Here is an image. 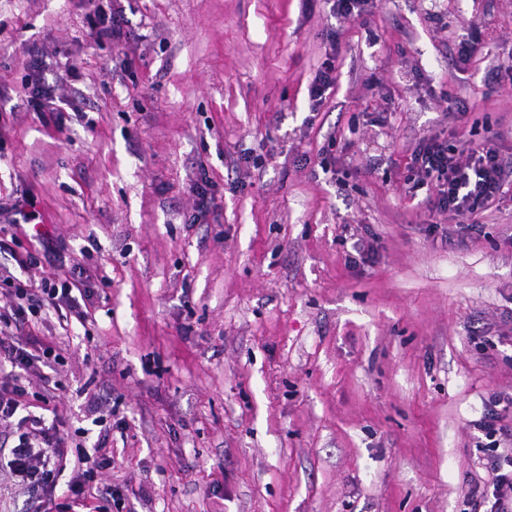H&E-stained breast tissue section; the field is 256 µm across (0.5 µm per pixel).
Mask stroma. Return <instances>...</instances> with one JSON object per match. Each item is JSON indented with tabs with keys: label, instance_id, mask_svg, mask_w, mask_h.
Segmentation results:
<instances>
[{
	"label": "stroma",
	"instance_id": "stroma-1",
	"mask_svg": "<svg viewBox=\"0 0 512 512\" xmlns=\"http://www.w3.org/2000/svg\"><path fill=\"white\" fill-rule=\"evenodd\" d=\"M108 0H0V269L60 241L81 303L26 332L58 348L63 382L28 385L89 449L119 512H462L483 401L512 395V192L478 234L410 195V154L447 132L495 135L512 157V0H121L131 42L92 45ZM479 27L474 61L447 32ZM335 31L338 78L308 84ZM81 93L64 131L28 108L29 49ZM259 165H252V158ZM213 199L194 221L191 179ZM377 250L362 259L363 246ZM114 410L101 440L91 401Z\"/></svg>",
	"mask_w": 512,
	"mask_h": 512
}]
</instances>
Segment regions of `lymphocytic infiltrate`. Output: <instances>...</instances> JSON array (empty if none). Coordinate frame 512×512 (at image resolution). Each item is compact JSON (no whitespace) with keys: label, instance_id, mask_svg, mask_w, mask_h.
I'll use <instances>...</instances> for the list:
<instances>
[{"label":"lymphocytic infiltrate","instance_id":"f902f5d3","mask_svg":"<svg viewBox=\"0 0 512 512\" xmlns=\"http://www.w3.org/2000/svg\"><path fill=\"white\" fill-rule=\"evenodd\" d=\"M86 37L90 42L108 41L118 48L126 44L129 33L121 9H95ZM458 136L452 126L446 138L429 137L417 144L410 160L418 178L409 191L414 194L425 185H433L434 192L428 198L433 211L472 217L485 211L512 182V162L492 139L458 150L453 144ZM5 282L6 289L0 290L5 300L0 306V424L9 426L14 444L0 448V470L8 473L14 492L26 496L31 512H72L74 506L85 502L111 458L101 448L91 455L79 452L78 464L70 470L67 496L58 500L57 487L67 471L63 461L68 454V436L57 422L31 412L20 414L19 409L27 393L24 377L34 374L43 384H50L47 371L61 356L41 338L23 335L22 329L31 312L46 307L78 310L80 298L90 291L92 277L76 263L70 268L69 279L63 281L43 277L23 282L9 275ZM500 402V397H491L486 413L475 424L486 439L483 466L490 480L480 497L488 504V512H512V448L500 446L501 438L511 431L500 423Z\"/></svg>","mask_w":512,"mask_h":512}]
</instances>
